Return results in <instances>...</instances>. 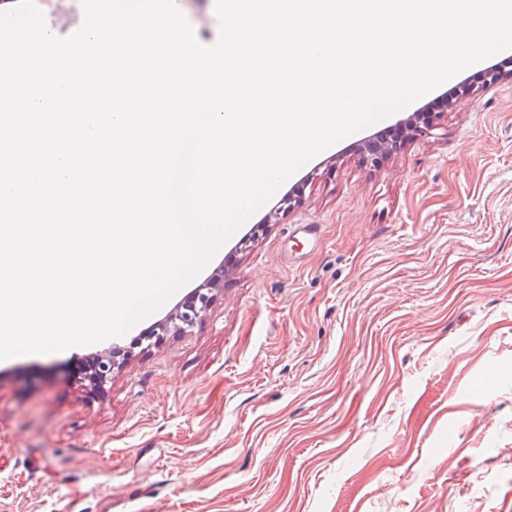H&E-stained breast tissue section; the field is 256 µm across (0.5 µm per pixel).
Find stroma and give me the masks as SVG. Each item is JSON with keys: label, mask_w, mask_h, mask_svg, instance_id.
I'll return each mask as SVG.
<instances>
[{"label": "stroma", "mask_w": 512, "mask_h": 512, "mask_svg": "<svg viewBox=\"0 0 512 512\" xmlns=\"http://www.w3.org/2000/svg\"><path fill=\"white\" fill-rule=\"evenodd\" d=\"M199 42L215 0H180ZM348 136L194 283L192 332L0 361V512H512V78L380 165ZM247 247H240V240ZM120 346H113L104 355L96 356L90 363V381L97 389L103 388L112 379L116 367L115 353Z\"/></svg>", "instance_id": "obj_1"}]
</instances>
